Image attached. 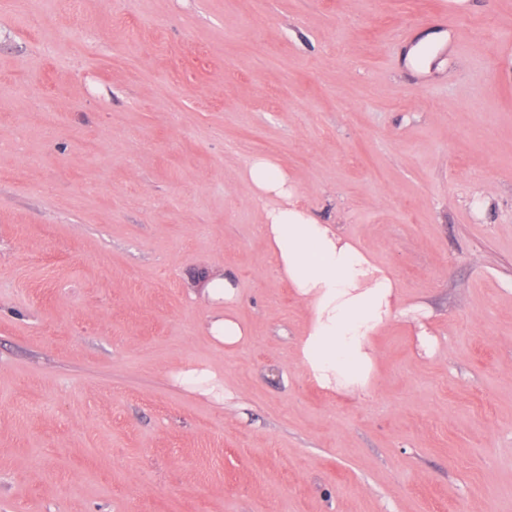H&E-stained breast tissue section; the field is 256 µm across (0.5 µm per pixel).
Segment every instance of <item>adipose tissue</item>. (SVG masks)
<instances>
[{
  "label": "adipose tissue",
  "mask_w": 512,
  "mask_h": 512,
  "mask_svg": "<svg viewBox=\"0 0 512 512\" xmlns=\"http://www.w3.org/2000/svg\"><path fill=\"white\" fill-rule=\"evenodd\" d=\"M240 176L262 207L260 229L279 276L307 310L297 344L300 367L327 392H366L377 371L374 336L397 317L420 313V306L403 303L391 271L359 242L301 206L296 186L277 161L255 157ZM204 292L213 310L210 335L227 346L240 343L246 331L229 312L239 300L233 280L211 277Z\"/></svg>",
  "instance_id": "ef3b65f1"
}]
</instances>
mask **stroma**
<instances>
[{"instance_id":"1","label":"stroma","mask_w":512,"mask_h":512,"mask_svg":"<svg viewBox=\"0 0 512 512\" xmlns=\"http://www.w3.org/2000/svg\"><path fill=\"white\" fill-rule=\"evenodd\" d=\"M259 155L430 313L365 395L297 363ZM0 512H512V0H0ZM204 292L213 309L208 323L210 335L225 346L240 343L246 335L245 328L226 310L232 308L239 300V289L234 281L225 275L213 276L205 283Z\"/></svg>"}]
</instances>
